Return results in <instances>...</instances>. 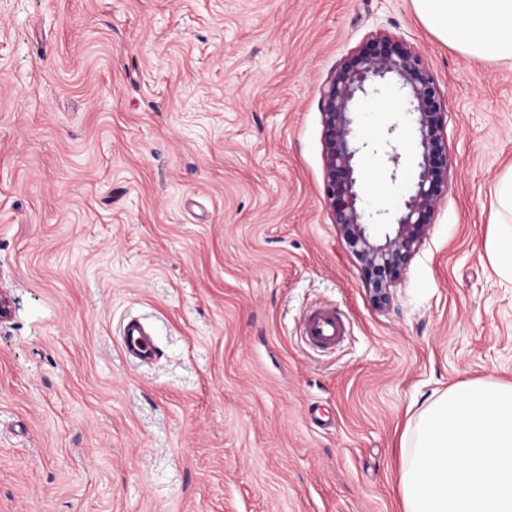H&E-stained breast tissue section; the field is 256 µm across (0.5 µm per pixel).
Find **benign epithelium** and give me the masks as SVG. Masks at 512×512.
I'll use <instances>...</instances> for the list:
<instances>
[{
  "instance_id": "7a95c632",
  "label": "benign epithelium",
  "mask_w": 512,
  "mask_h": 512,
  "mask_svg": "<svg viewBox=\"0 0 512 512\" xmlns=\"http://www.w3.org/2000/svg\"><path fill=\"white\" fill-rule=\"evenodd\" d=\"M385 82L398 86L413 116L417 171L393 210L368 213L357 173V156L368 143L361 141L353 114L356 104L379 93ZM320 111L327 208L361 266L374 303L382 306L392 299V288L424 243L448 193L446 106L423 56L408 42L379 32L336 66L321 88ZM383 214L397 229L377 242L370 226Z\"/></svg>"
}]
</instances>
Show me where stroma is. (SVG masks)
<instances>
[{
    "label": "stroma",
    "instance_id": "35a3bbf8",
    "mask_svg": "<svg viewBox=\"0 0 512 512\" xmlns=\"http://www.w3.org/2000/svg\"><path fill=\"white\" fill-rule=\"evenodd\" d=\"M383 31L447 105L427 238L373 305L324 201L320 88ZM359 161L364 206L415 162ZM512 167V70L412 0H0V512H401L409 417L512 383V278L488 242ZM334 308L330 351L300 337ZM139 318L156 356L126 358Z\"/></svg>",
    "mask_w": 512,
    "mask_h": 512
}]
</instances>
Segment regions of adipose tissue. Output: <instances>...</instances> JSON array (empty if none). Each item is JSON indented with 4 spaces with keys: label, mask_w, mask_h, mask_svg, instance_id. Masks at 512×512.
I'll return each instance as SVG.
<instances>
[{
    "label": "adipose tissue",
    "mask_w": 512,
    "mask_h": 512,
    "mask_svg": "<svg viewBox=\"0 0 512 512\" xmlns=\"http://www.w3.org/2000/svg\"><path fill=\"white\" fill-rule=\"evenodd\" d=\"M425 27L469 60L512 68V0H412ZM493 261L512 274V169L495 184Z\"/></svg>",
    "instance_id": "obj_1"
}]
</instances>
